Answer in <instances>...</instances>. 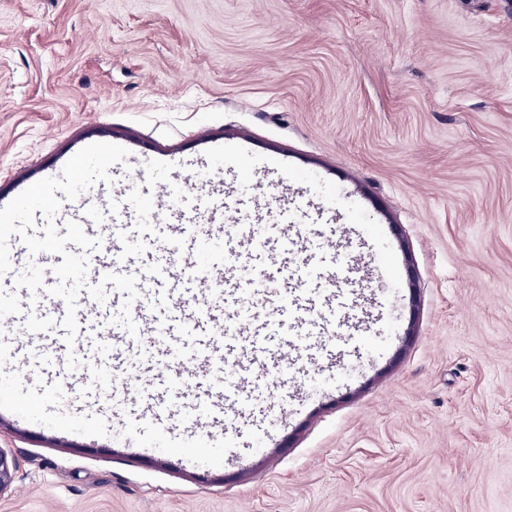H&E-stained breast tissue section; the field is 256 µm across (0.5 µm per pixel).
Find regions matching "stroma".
Returning <instances> with one entry per match:
<instances>
[{"mask_svg":"<svg viewBox=\"0 0 512 512\" xmlns=\"http://www.w3.org/2000/svg\"><path fill=\"white\" fill-rule=\"evenodd\" d=\"M164 184L271 227L270 286L315 265L336 321L280 336L258 407L161 437L0 334V512H512V0H0V212ZM1 250L16 294L64 258Z\"/></svg>","mask_w":512,"mask_h":512,"instance_id":"obj_1","label":"stroma"}]
</instances>
